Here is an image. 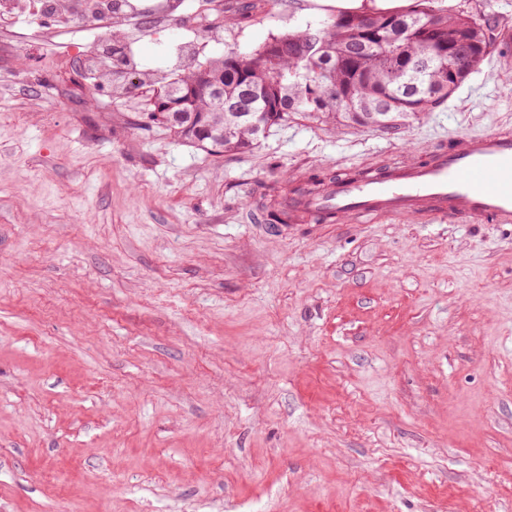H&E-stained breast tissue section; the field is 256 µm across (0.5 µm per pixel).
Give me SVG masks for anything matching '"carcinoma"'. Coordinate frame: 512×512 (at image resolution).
<instances>
[{"instance_id":"cac0c4a2","label":"carcinoma","mask_w":512,"mask_h":512,"mask_svg":"<svg viewBox=\"0 0 512 512\" xmlns=\"http://www.w3.org/2000/svg\"><path fill=\"white\" fill-rule=\"evenodd\" d=\"M421 0L404 14L343 12L317 26L273 37L250 56L229 51L211 62L224 94L196 96L186 112H171L163 126L177 140L213 155L238 152L259 139L252 124L272 113L269 126L299 114L326 125L346 122L395 132L445 107L497 42L499 23L488 14L440 9ZM464 39L476 64L458 66ZM127 78L112 85L116 99L165 88L177 98L196 81V69L173 77L137 71L117 49Z\"/></svg>"}]
</instances>
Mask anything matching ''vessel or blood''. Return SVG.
I'll return each mask as SVG.
<instances>
[{"label": "vessel or blood", "mask_w": 512, "mask_h": 512, "mask_svg": "<svg viewBox=\"0 0 512 512\" xmlns=\"http://www.w3.org/2000/svg\"><path fill=\"white\" fill-rule=\"evenodd\" d=\"M289 218L333 213L369 221L428 216L469 224H512V133L462 135L424 164L361 181L340 180L316 194L293 193Z\"/></svg>", "instance_id": "obj_1"}]
</instances>
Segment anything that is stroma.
<instances>
[{
  "label": "stroma",
  "mask_w": 512,
  "mask_h": 512,
  "mask_svg": "<svg viewBox=\"0 0 512 512\" xmlns=\"http://www.w3.org/2000/svg\"><path fill=\"white\" fill-rule=\"evenodd\" d=\"M202 0L116 21L139 69L250 53L335 16ZM497 67L396 133L301 115L214 156L113 99L103 30L0 22V512H512V225L271 224L316 171L512 130Z\"/></svg>",
  "instance_id": "35a3bbf8"
}]
</instances>
